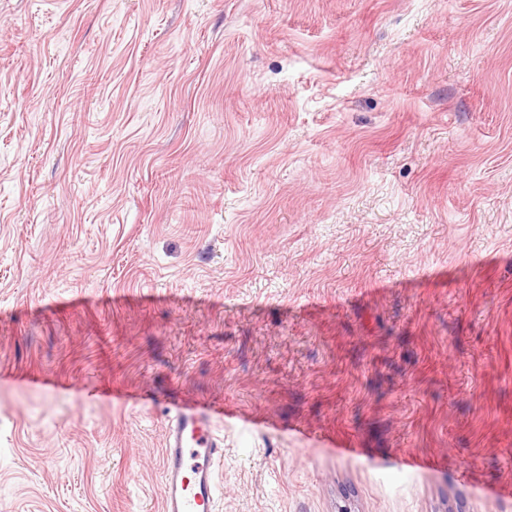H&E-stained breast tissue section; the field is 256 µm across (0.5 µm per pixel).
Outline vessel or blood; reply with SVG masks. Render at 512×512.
<instances>
[{
    "mask_svg": "<svg viewBox=\"0 0 512 512\" xmlns=\"http://www.w3.org/2000/svg\"><path fill=\"white\" fill-rule=\"evenodd\" d=\"M228 409L182 404L169 421L161 468L163 512H216V473L224 460L217 423Z\"/></svg>",
    "mask_w": 512,
    "mask_h": 512,
    "instance_id": "1",
    "label": "vessel or blood"
}]
</instances>
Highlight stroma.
Segmentation results:
<instances>
[{"label": "stroma", "mask_w": 512, "mask_h": 512, "mask_svg": "<svg viewBox=\"0 0 512 512\" xmlns=\"http://www.w3.org/2000/svg\"><path fill=\"white\" fill-rule=\"evenodd\" d=\"M181 400L218 512H512V0H0V512Z\"/></svg>", "instance_id": "1"}]
</instances>
